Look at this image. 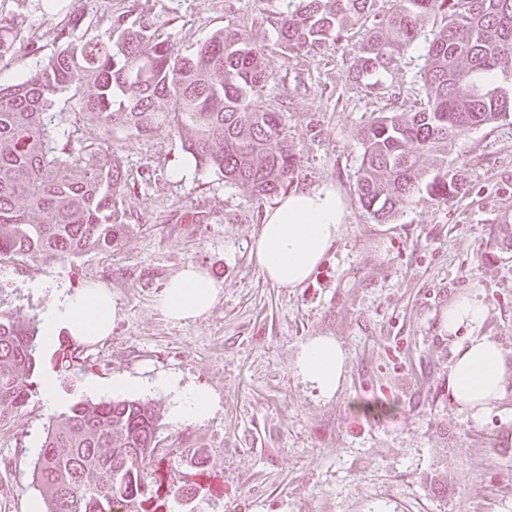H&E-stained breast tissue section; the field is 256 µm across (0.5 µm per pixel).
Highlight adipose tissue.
<instances>
[{"label": "adipose tissue", "mask_w": 512, "mask_h": 512, "mask_svg": "<svg viewBox=\"0 0 512 512\" xmlns=\"http://www.w3.org/2000/svg\"><path fill=\"white\" fill-rule=\"evenodd\" d=\"M347 210L335 187L323 185L288 194L266 210L259 235L250 245V256L272 283L288 288L302 287L335 243ZM219 285L209 273L190 265L165 286L159 306L174 321L203 317L215 304ZM116 307L106 288H81L55 301L42 315L40 335L44 348L68 334L88 343L112 333ZM488 307L476 296L452 300L443 316V328L453 338L454 359L448 374L451 398L473 420H481L507 393V376L512 373L500 343L482 334ZM346 354L329 337H314L303 344L294 368L300 377L330 397L344 377ZM154 390L173 394V417L179 422H201L214 410L212 393L204 388L182 385L175 374L155 375Z\"/></svg>", "instance_id": "obj_1"}]
</instances>
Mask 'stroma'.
I'll return each instance as SVG.
<instances>
[{
	"instance_id": "obj_1",
	"label": "stroma",
	"mask_w": 512,
	"mask_h": 512,
	"mask_svg": "<svg viewBox=\"0 0 512 512\" xmlns=\"http://www.w3.org/2000/svg\"><path fill=\"white\" fill-rule=\"evenodd\" d=\"M95 5L160 25L175 56L224 26L261 47L275 78L268 102L299 149L286 192L334 185L348 220L303 287L277 286L249 254L276 195H254L200 169L174 178L188 157L168 132L123 143L134 185L124 197L129 228L120 246L64 264H0V311L37 319L53 299L94 284L111 289L117 308L111 336L93 344L63 336L54 352H39L36 376L55 378L63 404L50 406L37 386L21 412L0 423V512H26L39 497L31 471L49 427L76 403L112 399L109 385L124 374L145 381L135 397L160 411L157 458L202 453L198 480L224 512H504L512 504V394L480 422L458 408L441 319L451 300L476 295L489 307L482 333L512 359V119L449 140L453 197L421 195L382 223L359 202L356 133L381 113L418 107L419 49L371 92L352 80L347 46L282 52L253 0ZM76 6L0 0V20L25 34L0 83L50 55ZM190 264L208 271L220 295L205 316L176 323L158 298ZM317 336L347 355L329 398L294 369L299 347ZM155 372L212 391V416L174 421L172 394L148 386ZM366 404L396 412L374 416Z\"/></svg>"
}]
</instances>
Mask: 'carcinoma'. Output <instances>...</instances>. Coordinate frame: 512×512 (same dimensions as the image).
<instances>
[{
	"mask_svg": "<svg viewBox=\"0 0 512 512\" xmlns=\"http://www.w3.org/2000/svg\"><path fill=\"white\" fill-rule=\"evenodd\" d=\"M266 22L288 52L350 43L353 76L375 89L432 24L421 78L424 105L363 125L357 180L361 204L382 223L416 203L421 189L456 192L447 176L426 180L421 160L448 168V140L512 118V0H266ZM83 0L34 71L0 86V262H67L117 247L128 230L129 188L112 137L178 136L195 167L262 196L296 171L298 151L264 93L275 77L264 50L221 27L183 56L169 53L153 23L120 13L101 18ZM21 41L0 26V62ZM69 110H64L60 104ZM95 123L97 139L80 135ZM36 323L0 313V423L32 393ZM161 416L143 400L78 403L48 432L33 465L46 512H171V502L218 512L194 480L204 457L154 465Z\"/></svg>",
	"mask_w": 512,
	"mask_h": 512,
	"instance_id": "cac0c4a2",
	"label": "carcinoma"
}]
</instances>
